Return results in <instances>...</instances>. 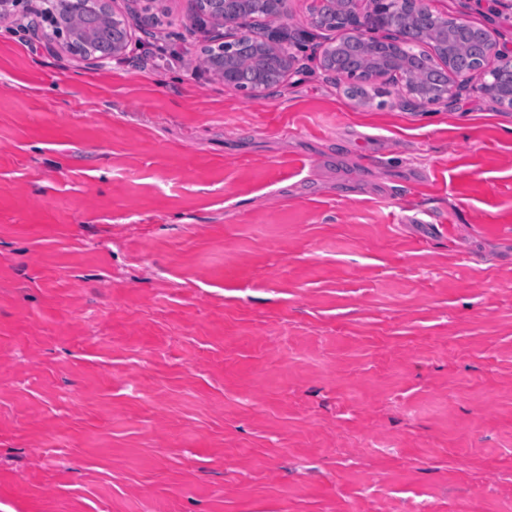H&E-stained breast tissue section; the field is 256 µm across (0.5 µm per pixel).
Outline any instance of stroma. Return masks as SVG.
Segmentation results:
<instances>
[{
    "label": "stroma",
    "instance_id": "1",
    "mask_svg": "<svg viewBox=\"0 0 512 512\" xmlns=\"http://www.w3.org/2000/svg\"><path fill=\"white\" fill-rule=\"evenodd\" d=\"M0 18V512H512V110L363 105L309 0L262 102L135 0ZM512 54V0H436ZM82 10L76 15H70L66 21L81 29L87 38L82 43L85 51L99 55L80 56L88 63H102L104 60L119 56L118 51L128 39L130 27L125 15L121 11L112 8V17L107 15L98 0H85ZM112 27L123 31L124 40L115 45L112 57H104L112 52Z\"/></svg>",
    "mask_w": 512,
    "mask_h": 512
}]
</instances>
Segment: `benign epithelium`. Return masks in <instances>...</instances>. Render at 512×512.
<instances>
[{
    "mask_svg": "<svg viewBox=\"0 0 512 512\" xmlns=\"http://www.w3.org/2000/svg\"><path fill=\"white\" fill-rule=\"evenodd\" d=\"M264 3L265 0H195L197 18H206L232 34L231 40L221 41L215 46L213 68L222 74L224 84L243 88L246 96L255 102L263 101L267 95L266 72L269 68L278 69L285 77L291 67V56L284 44L277 43L272 38L258 40L244 32L251 20L264 14ZM326 3L327 0H310V23L318 29L326 28ZM47 4L49 0H0V16L11 14L14 9L21 7L29 14L44 18L48 14ZM404 11L429 16L445 33L450 27L456 30L470 28V25L460 18L450 20L447 16L435 12L429 6L428 0H374V9L368 16L356 11L354 0H347L343 17V31L346 32L344 41H327L322 46V56L333 59L339 50L352 48L367 53L370 46L380 45L385 49L387 59L372 63V67L363 75L358 72H345L343 76L353 82L364 78L370 83L395 77L401 82L408 97L432 105L453 95L454 85L447 82L436 90L428 91L423 87L416 88L406 81L403 50L407 35L402 27L395 23L396 16ZM375 30L387 31L391 36L383 40L367 36V33ZM43 38L65 46L75 40L70 26L60 18L51 25L50 30L43 33ZM249 54L257 60V66L253 72V80L244 84L237 80L238 66L240 59ZM478 68L490 76V79L483 82L484 90L512 109V82H504L502 76L495 74L494 69L487 67L484 61L478 64Z\"/></svg>",
    "mask_w": 512,
    "mask_h": 512,
    "instance_id": "7a95c632",
    "label": "benign epithelium"
}]
</instances>
